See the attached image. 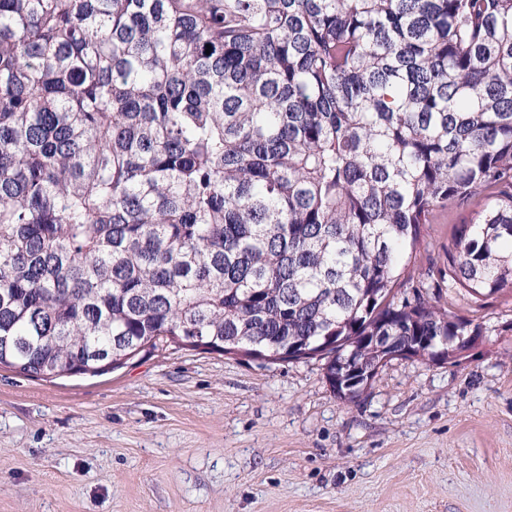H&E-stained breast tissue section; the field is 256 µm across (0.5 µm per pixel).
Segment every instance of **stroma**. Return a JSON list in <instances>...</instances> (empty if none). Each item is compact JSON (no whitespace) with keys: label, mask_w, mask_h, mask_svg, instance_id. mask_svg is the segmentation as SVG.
Returning a JSON list of instances; mask_svg holds the SVG:
<instances>
[{"label":"stroma","mask_w":512,"mask_h":512,"mask_svg":"<svg viewBox=\"0 0 512 512\" xmlns=\"http://www.w3.org/2000/svg\"><path fill=\"white\" fill-rule=\"evenodd\" d=\"M483 205L437 212L444 268ZM442 306L484 336L460 365L395 359L358 402L319 359L168 343L91 376L0 367V512H512V293Z\"/></svg>","instance_id":"stroma-1"}]
</instances>
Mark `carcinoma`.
<instances>
[{
    "label": "carcinoma",
    "instance_id": "obj_1",
    "mask_svg": "<svg viewBox=\"0 0 512 512\" xmlns=\"http://www.w3.org/2000/svg\"><path fill=\"white\" fill-rule=\"evenodd\" d=\"M425 288L512 291V0H0V365L320 355L352 402L483 335ZM482 205L483 200L478 199L464 207L439 211L431 224L423 226L413 258L415 278L429 267L448 268V253H455L456 230L464 224H474Z\"/></svg>",
    "mask_w": 512,
    "mask_h": 512
}]
</instances>
